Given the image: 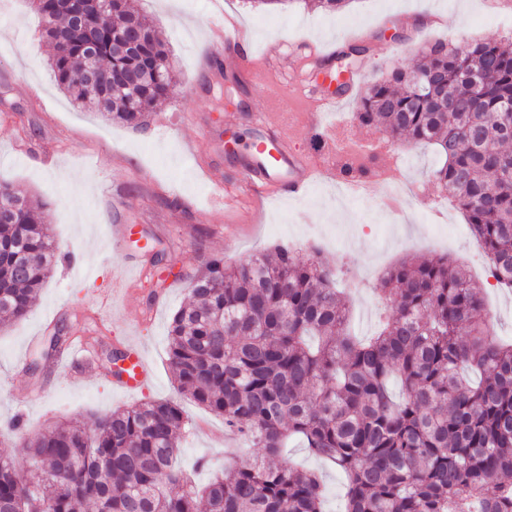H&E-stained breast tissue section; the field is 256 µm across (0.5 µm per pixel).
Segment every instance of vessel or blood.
Segmentation results:
<instances>
[{
    "mask_svg": "<svg viewBox=\"0 0 512 512\" xmlns=\"http://www.w3.org/2000/svg\"><path fill=\"white\" fill-rule=\"evenodd\" d=\"M214 35L223 38L226 48L237 52L241 67L252 73L258 71L268 74L270 63L282 53V43H269L264 56L265 64L259 67L252 60L246 35L237 23H229L224 28L215 27ZM342 100V95L337 93L315 95L307 85L289 89L277 98L257 119L261 129L260 138L245 148L248 156L245 177L224 191V199L231 201L245 196L268 195L298 199L308 193L313 179L319 175L348 183L358 195H367L374 186L370 170L357 166L346 170L335 162L338 154L351 157L364 151L366 140L348 138L340 126L326 129L319 142V150L324 157L320 163L288 148L290 134L287 124L297 104H304L303 117L309 120L336 111ZM151 375L152 369L141 347L132 345L127 349V358L116 379V386L123 391L134 392L141 389Z\"/></svg>",
    "mask_w": 512,
    "mask_h": 512,
    "instance_id": "1",
    "label": "vessel or blood"
}]
</instances>
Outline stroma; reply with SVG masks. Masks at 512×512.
Instances as JSON below:
<instances>
[{"label": "stroma", "instance_id": "1", "mask_svg": "<svg viewBox=\"0 0 512 512\" xmlns=\"http://www.w3.org/2000/svg\"><path fill=\"white\" fill-rule=\"evenodd\" d=\"M178 2L172 10L160 0H136L180 78L141 132L74 108L51 77L52 47L29 0H0V179L45 203L57 254L74 258L57 265L24 319L0 326V422L22 417L34 434L60 421L89 424L118 408L170 400L192 415L178 462L203 485L213 471L253 454L237 439L222 438V417L179 391L168 359L171 317L190 301L193 276L212 259L244 261L279 245L295 248L303 259L320 251L347 288L352 325L363 336L377 325V280L398 259L435 253L466 265L483 249L449 193L429 175L434 150L404 142L392 150L416 199L401 218L381 209L385 184L368 196L345 199L325 179L299 200L212 205L218 187L245 175L239 157L225 153V136L250 142L257 133L254 114L265 110L281 85L247 82L232 59L223 60L221 70L202 72L200 58L213 48L211 0ZM223 2L225 14L247 30L257 60L275 38L332 44L340 51L352 43L366 46L362 77L339 111L324 118L359 138L380 135L355 118L356 99L367 85L411 65L438 41L452 48L467 39L512 37V8L494 0H472L465 11L460 0H348L336 14L304 8L298 0L282 9H261L252 0ZM117 223L135 227L119 248L110 234ZM60 326L63 345L85 344L92 369L36 361L40 344ZM131 341L142 346L154 371L153 381L132 395L114 389L107 360ZM284 455L318 471L328 512H342L341 471L304 448Z\"/></svg>", "mask_w": 512, "mask_h": 512}]
</instances>
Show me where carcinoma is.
<instances>
[{
    "mask_svg": "<svg viewBox=\"0 0 512 512\" xmlns=\"http://www.w3.org/2000/svg\"><path fill=\"white\" fill-rule=\"evenodd\" d=\"M53 44L49 67L77 107L136 128L170 96L169 50L132 0L88 7L31 0ZM148 33L140 54L118 36ZM98 43L97 78H81L82 46ZM354 45L332 64L353 73ZM123 72L145 78L112 87ZM357 119L392 141L431 145L432 176L471 234L512 280V48L466 41L427 52L369 86ZM0 316L20 321L57 262L44 204L0 181ZM482 286L446 256L411 257L377 288L389 309L359 338L334 271L288 246L240 263L212 260L173 315L169 360L181 392L259 450L203 490L175 466L190 426L184 408L150 400L57 423L0 456V512H324L320 476L282 456L295 438L346 476L344 512H512V341L490 331Z\"/></svg>",
    "mask_w": 512,
    "mask_h": 512,
    "instance_id": "carcinoma-1",
    "label": "carcinoma"
}]
</instances>
